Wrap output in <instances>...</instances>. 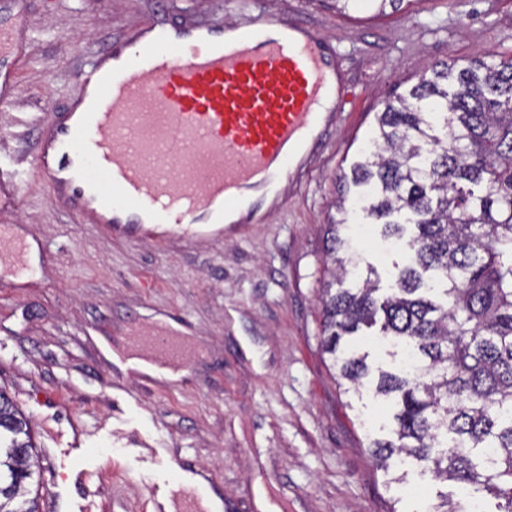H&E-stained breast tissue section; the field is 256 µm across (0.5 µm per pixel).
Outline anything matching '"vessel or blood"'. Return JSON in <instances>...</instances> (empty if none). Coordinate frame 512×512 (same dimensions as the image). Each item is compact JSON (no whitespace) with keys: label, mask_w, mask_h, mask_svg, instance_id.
Here are the masks:
<instances>
[{"label":"vessel or blood","mask_w":512,"mask_h":512,"mask_svg":"<svg viewBox=\"0 0 512 512\" xmlns=\"http://www.w3.org/2000/svg\"><path fill=\"white\" fill-rule=\"evenodd\" d=\"M32 33L21 17L0 35L2 106L14 86L5 68L23 66L18 47ZM77 87L52 110L23 173L0 174L1 265L25 267L27 244L3 218L34 179L59 208L115 236L222 238L281 196L343 97L307 23L273 12L240 24L152 15L92 53ZM122 344L175 371L203 352L160 320L127 327ZM163 492L174 512H207L199 491L175 482Z\"/></svg>","instance_id":"b4317fda"}]
</instances>
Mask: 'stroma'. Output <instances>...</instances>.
<instances>
[{"mask_svg": "<svg viewBox=\"0 0 512 512\" xmlns=\"http://www.w3.org/2000/svg\"><path fill=\"white\" fill-rule=\"evenodd\" d=\"M263 7L310 24L355 95L280 203L213 244L132 243L56 208L42 184L20 192L16 220L39 245L21 287H6L0 266V387L29 418L37 452H55L42 485L74 468L67 442L85 427L102 465L97 512H153L149 487L184 460L223 491L226 512H425L456 491L416 465L394 484L376 463L370 443L390 438L396 407L368 387L347 391L322 348L325 226L383 101L435 61L512 54V0H404L383 15H344L334 0H0V27L22 15L38 29L12 109L0 112V167L35 146L39 127L21 119L64 104L90 53L139 20L243 22ZM348 229L390 287L407 252L376 226ZM152 313L182 322L205 352L177 383L151 388L108 349L127 321Z\"/></svg>", "mask_w": 512, "mask_h": 512, "instance_id": "obj_1", "label": "stroma"}]
</instances>
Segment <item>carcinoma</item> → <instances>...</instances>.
<instances>
[{
  "label": "carcinoma",
  "mask_w": 512,
  "mask_h": 512,
  "mask_svg": "<svg viewBox=\"0 0 512 512\" xmlns=\"http://www.w3.org/2000/svg\"><path fill=\"white\" fill-rule=\"evenodd\" d=\"M335 2L383 14L403 0ZM351 182L366 190H342L339 209L410 253L386 293L369 276L336 289L357 263L338 256L346 220L326 225L324 350L355 388L373 376L376 394L400 397L395 439L373 442V454L382 466L395 455L424 462L512 512V58L436 62L408 95L385 100ZM363 326L410 349L416 370L373 369L348 342ZM32 451L27 417L0 388V512H38L24 499Z\"/></svg>",
  "instance_id": "cac0c4a2"
}]
</instances>
